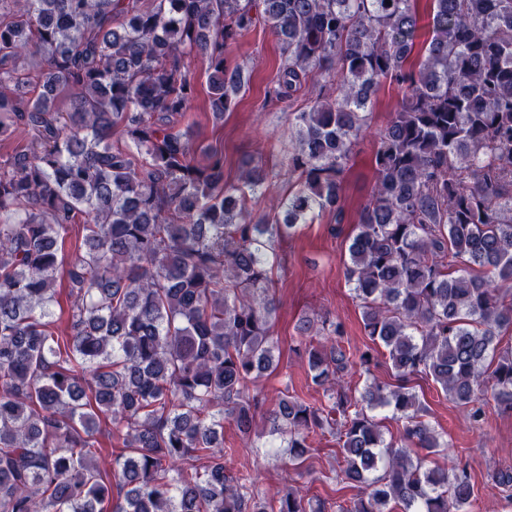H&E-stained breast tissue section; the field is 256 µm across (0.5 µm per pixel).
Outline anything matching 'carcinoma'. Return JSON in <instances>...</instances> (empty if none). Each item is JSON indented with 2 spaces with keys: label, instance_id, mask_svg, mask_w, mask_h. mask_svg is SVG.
<instances>
[{
  "label": "carcinoma",
  "instance_id": "carcinoma-1",
  "mask_svg": "<svg viewBox=\"0 0 512 512\" xmlns=\"http://www.w3.org/2000/svg\"><path fill=\"white\" fill-rule=\"evenodd\" d=\"M415 2L0 0V135L29 138L0 162V512H267L257 477L224 464V420L249 437L259 414L295 470L311 435L341 443L338 477L359 493L336 512H470L468 462L427 465L448 442L412 382L432 380L474 422L486 386L512 411V350L498 351L512 327V0H431L433 37L408 70ZM260 24L282 44L278 101L321 80L309 109L288 113L282 168L297 184L280 197L277 173L251 162L228 185L224 154L175 130L193 99L185 57L207 58L221 117L243 83L224 51ZM387 81L407 92L345 265L372 345L350 352L331 314L303 317L292 350L325 401L271 396L258 382L277 368L279 246L327 211L341 223L344 175ZM79 215L69 333L56 336ZM103 417L123 440L110 474L94 441ZM273 499L276 512H327L286 481ZM55 302L53 304V319L55 320L54 331L59 336H64L67 332L68 312L70 300L68 297V282L64 275H61L56 283Z\"/></svg>",
  "mask_w": 512,
  "mask_h": 512
}]
</instances>
